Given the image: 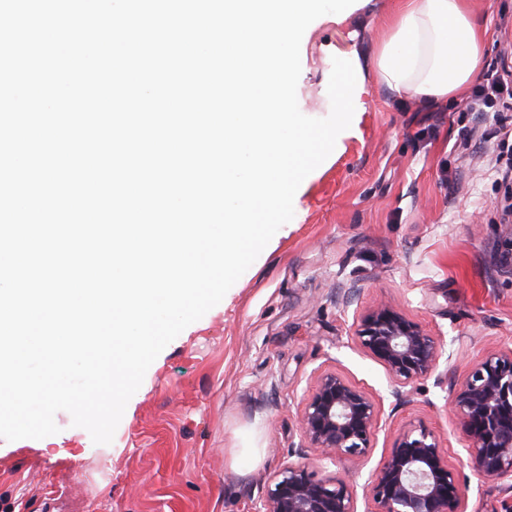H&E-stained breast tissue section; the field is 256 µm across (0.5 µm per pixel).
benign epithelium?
I'll list each match as a JSON object with an SVG mask.
<instances>
[{"label":"benign epithelium","instance_id":"7a95c632","mask_svg":"<svg viewBox=\"0 0 512 512\" xmlns=\"http://www.w3.org/2000/svg\"><path fill=\"white\" fill-rule=\"evenodd\" d=\"M355 337L392 377L393 394L434 372L440 342L401 309L381 304L363 314ZM468 440V463L480 475L512 480V348L487 354L466 374L451 400ZM378 425L374 400L334 372L320 374L303 399L300 454L356 458L371 448ZM372 512H467L455 469L433 432L399 435L373 476ZM264 512H357L354 484L340 476L317 478L290 463L270 478Z\"/></svg>","mask_w":512,"mask_h":512}]
</instances>
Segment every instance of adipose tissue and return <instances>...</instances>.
Segmentation results:
<instances>
[{
	"mask_svg": "<svg viewBox=\"0 0 512 512\" xmlns=\"http://www.w3.org/2000/svg\"><path fill=\"white\" fill-rule=\"evenodd\" d=\"M482 51L468 0H402L377 49L374 79L400 96L444 101L476 75Z\"/></svg>",
	"mask_w": 512,
	"mask_h": 512,
	"instance_id": "ef3b65f1",
	"label": "adipose tissue"
}]
</instances>
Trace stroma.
<instances>
[{"instance_id": "obj_1", "label": "stroma", "mask_w": 512, "mask_h": 512, "mask_svg": "<svg viewBox=\"0 0 512 512\" xmlns=\"http://www.w3.org/2000/svg\"><path fill=\"white\" fill-rule=\"evenodd\" d=\"M400 0H367L344 25L321 16L300 47L299 108L331 112L333 58L359 64L351 133L298 188L293 219L222 301L155 359L110 444L55 415L57 434L0 439V512H260L267 483L296 461L301 399L334 371L375 401L365 457H309L316 476L349 473L358 512L399 434L431 430L455 468L467 512H512V488L479 476L448 407L468 370L512 346L511 112H469L470 92L432 104L400 98L372 78ZM486 44L476 83L512 72V0H471ZM359 283L351 304L334 289ZM399 307L441 339L448 366L394 396V383L356 343L357 315Z\"/></svg>"}]
</instances>
